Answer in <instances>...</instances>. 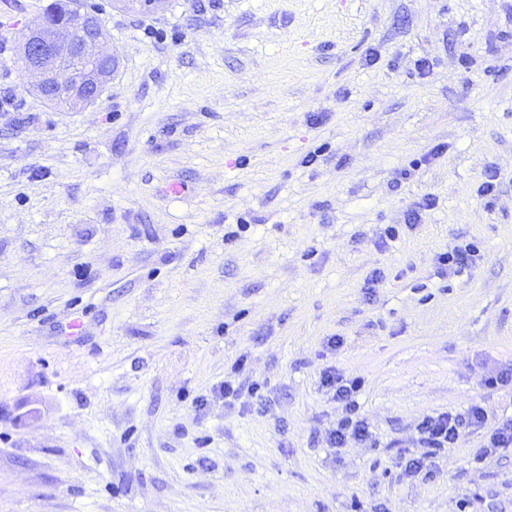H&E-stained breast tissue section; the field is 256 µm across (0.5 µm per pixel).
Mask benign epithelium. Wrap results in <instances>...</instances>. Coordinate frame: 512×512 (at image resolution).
Listing matches in <instances>:
<instances>
[{
	"label": "benign epithelium",
	"mask_w": 512,
	"mask_h": 512,
	"mask_svg": "<svg viewBox=\"0 0 512 512\" xmlns=\"http://www.w3.org/2000/svg\"><path fill=\"white\" fill-rule=\"evenodd\" d=\"M102 36V21L77 5L62 24L27 29L20 62L45 98H63L70 108L88 105L112 77L114 56L102 50Z\"/></svg>",
	"instance_id": "obj_1"
}]
</instances>
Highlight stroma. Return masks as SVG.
<instances>
[{"label":"stroma","mask_w":512,"mask_h":512,"mask_svg":"<svg viewBox=\"0 0 512 512\" xmlns=\"http://www.w3.org/2000/svg\"><path fill=\"white\" fill-rule=\"evenodd\" d=\"M51 2L0 7V512H512V447L479 453L512 419V0H83L116 67L74 110L19 62ZM329 370L374 443L331 447ZM484 417L482 407L474 405L463 413H444L437 416H426L417 426L419 442L427 451L423 458L409 459L405 470L411 474L419 473L426 458L435 457L443 449L454 444L459 438L460 431L480 423Z\"/></svg>","instance_id":"35a3bbf8"}]
</instances>
